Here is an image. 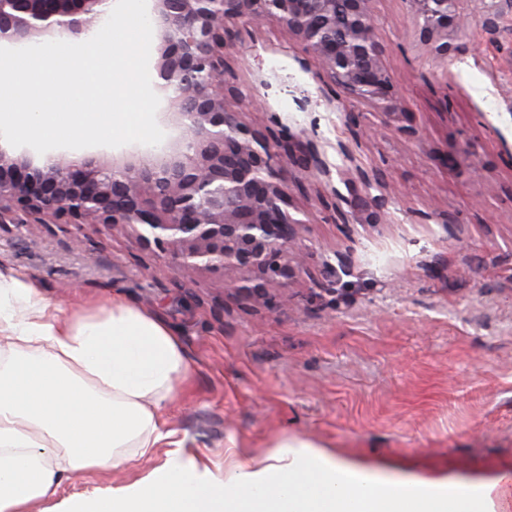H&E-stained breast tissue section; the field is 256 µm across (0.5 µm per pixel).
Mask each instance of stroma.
I'll return each instance as SVG.
<instances>
[{
    "label": "stroma",
    "mask_w": 512,
    "mask_h": 512,
    "mask_svg": "<svg viewBox=\"0 0 512 512\" xmlns=\"http://www.w3.org/2000/svg\"><path fill=\"white\" fill-rule=\"evenodd\" d=\"M385 66L415 136L327 106V80L281 26L239 30L226 61L257 106L247 125L305 134L336 163V142L385 176L382 224L342 229L307 178L299 246L332 264L297 274L267 309L205 270L174 287L131 229L32 224L0 235V273L20 272L60 316L120 299L181 337L191 365L163 412L170 445L153 461L79 474L61 496L144 476L170 449L213 473L302 441L330 458L415 479L483 483L512 471V34L474 31L452 57L414 40L404 0H374ZM83 248H75L73 237Z\"/></svg>",
    "instance_id": "obj_1"
}]
</instances>
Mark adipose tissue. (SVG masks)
I'll return each mask as SVG.
<instances>
[{
	"label": "adipose tissue",
	"instance_id": "1",
	"mask_svg": "<svg viewBox=\"0 0 512 512\" xmlns=\"http://www.w3.org/2000/svg\"><path fill=\"white\" fill-rule=\"evenodd\" d=\"M190 371L176 333L122 301L59 320L24 275H0V512H512V473L452 492L380 479L299 443L214 475L169 453L159 475L59 498L63 482L149 456Z\"/></svg>",
	"mask_w": 512,
	"mask_h": 512
}]
</instances>
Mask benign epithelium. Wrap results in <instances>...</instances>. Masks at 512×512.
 Wrapping results in <instances>:
<instances>
[{"label":"benign epithelium","mask_w":512,"mask_h":512,"mask_svg":"<svg viewBox=\"0 0 512 512\" xmlns=\"http://www.w3.org/2000/svg\"><path fill=\"white\" fill-rule=\"evenodd\" d=\"M148 14L159 55L153 89L161 112L178 135L145 146L132 162L92 152L19 154L0 140V231L13 225L106 224L131 228L145 247L167 256L175 281L207 270L236 272L231 287L275 304L274 291L306 269L296 248L307 220L291 200L290 186L306 187L302 173L324 179L332 197L338 185L358 181L364 195L342 211L326 197L334 222L379 224L385 182L376 169L331 166L311 140L284 129H255L239 119L230 100L247 96L234 85L225 51L234 28L275 23L288 30L323 72L342 107L398 123L405 116L385 67L386 46L376 32L373 0H150ZM461 0H405L419 42L445 60L453 43L479 23L489 33L512 25V0H477L478 19ZM115 0H0V47L68 41L97 32Z\"/></svg>","instance_id":"1"}]
</instances>
